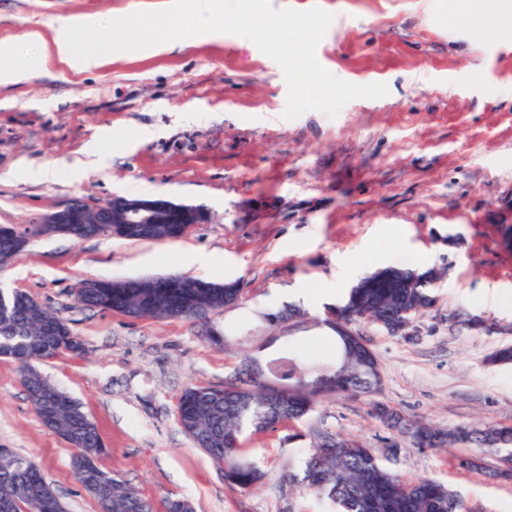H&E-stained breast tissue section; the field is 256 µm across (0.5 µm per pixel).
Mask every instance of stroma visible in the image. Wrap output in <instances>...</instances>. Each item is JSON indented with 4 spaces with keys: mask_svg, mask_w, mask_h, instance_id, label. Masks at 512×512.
I'll return each instance as SVG.
<instances>
[{
    "mask_svg": "<svg viewBox=\"0 0 512 512\" xmlns=\"http://www.w3.org/2000/svg\"><path fill=\"white\" fill-rule=\"evenodd\" d=\"M168 0H0V42L24 52L51 43L59 16L100 21L150 12ZM320 7L333 21L319 64L355 85L388 93L347 102L336 116L309 110L285 119L281 67L253 42L196 35L183 50H128L78 72L57 60L0 86V225L27 237L0 269V289L23 291L64 320L83 346L37 362L95 422L102 467L148 499L154 512L189 500L194 512H320L289 473H302L309 429L358 440L410 480L433 478L475 512H512V479L488 471L496 448L457 444L388 447L370 409L440 427H512V365L487 357L512 345V25L497 31L460 14L456 0H270ZM97 169L70 172L91 143ZM28 164L30 173L19 170ZM50 169V177L38 169ZM163 196L212 215L165 243L110 233L76 239L41 232L39 218L72 199ZM207 256L204 264L196 256ZM433 269L436 304L405 334L356 324L380 365L371 395L321 398L294 429L245 436L265 473L242 490L224 481L180 427L181 391L223 386L242 359L296 354L336 358L327 310L380 267ZM185 274L240 281L236 305L208 321L133 319L82 306L87 280ZM298 308L287 319V308ZM477 315L495 330L449 328V313ZM299 439L289 440L290 431ZM0 448L31 458L68 512H99L77 481L74 450L34 411L14 361L0 357ZM481 458L479 470L460 468Z\"/></svg>",
    "mask_w": 512,
    "mask_h": 512,
    "instance_id": "stroma-1",
    "label": "stroma"
}]
</instances>
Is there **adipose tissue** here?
Masks as SVG:
<instances>
[{"instance_id": "obj_1", "label": "adipose tissue", "mask_w": 512, "mask_h": 512, "mask_svg": "<svg viewBox=\"0 0 512 512\" xmlns=\"http://www.w3.org/2000/svg\"><path fill=\"white\" fill-rule=\"evenodd\" d=\"M99 25V20L94 18L84 20L69 16L56 18L51 24L54 33V57L72 68L87 72L99 68L110 54L123 52L124 46L118 42L110 45L99 43L81 49L76 47L74 43L76 32L83 29L94 30Z\"/></svg>"}]
</instances>
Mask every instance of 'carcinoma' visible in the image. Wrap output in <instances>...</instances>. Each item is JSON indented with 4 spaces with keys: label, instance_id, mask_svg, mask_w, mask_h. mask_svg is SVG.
<instances>
[{
    "label": "carcinoma",
    "instance_id": "carcinoma-1",
    "mask_svg": "<svg viewBox=\"0 0 512 512\" xmlns=\"http://www.w3.org/2000/svg\"><path fill=\"white\" fill-rule=\"evenodd\" d=\"M189 224H155L153 232L142 234L127 224L107 223L102 216L86 215L70 231L85 237L111 232L127 240L166 242L182 237ZM414 270L387 266L361 278L343 301L329 309V322L336 333V360L309 375L296 357L271 359L279 369L288 368V386L293 393L274 396L249 378V359H244L238 376L224 384L223 395L212 388L190 385L178 400L180 426L191 432L195 444L206 445L205 452L217 462L224 481L243 490L257 487L264 473L244 454L241 438L245 431L265 433L302 421L313 410L317 398L325 394L370 395L381 384L378 361L359 342L348 341L349 324L369 320L395 334L397 323L407 324L424 315L435 304L430 288L438 279L433 269L418 273L413 285L406 281ZM241 288H218L216 283L179 275L168 287L148 280H101L99 287L85 293L76 291L84 306L111 310L134 319L182 317L196 320L224 308V302L239 298ZM55 324L60 336L44 335V327ZM78 343L68 325L31 296L0 291V349L11 351L20 368L36 414L43 424L62 437L78 440L73 465L81 464L86 479L83 488L96 500L100 512H153L150 502L140 498L125 481L105 471L99 460L105 453L96 424L79 411V404L66 398L48 412L43 403L47 392L57 388L34 368L33 362L45 355V348ZM421 433L419 448H439L468 442L479 447L511 448L512 429L492 425L457 426L438 429L413 423ZM312 453L299 482L324 502L330 512H474L463 497L434 479L409 481L385 468L373 449L338 434L313 430L309 435ZM42 498L41 512H66L39 466L11 451L0 453V512H18V482Z\"/></svg>",
    "mask_w": 512,
    "mask_h": 512
}]
</instances>
